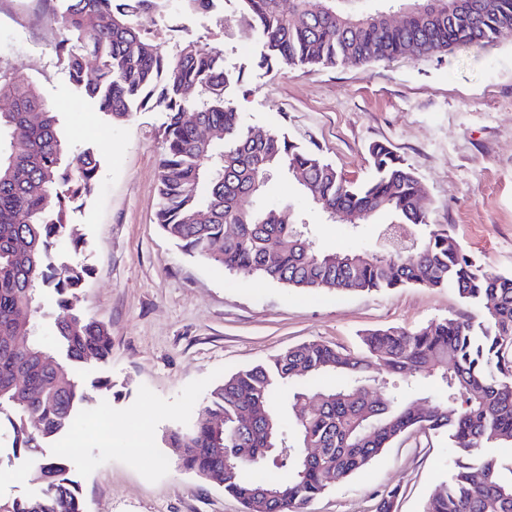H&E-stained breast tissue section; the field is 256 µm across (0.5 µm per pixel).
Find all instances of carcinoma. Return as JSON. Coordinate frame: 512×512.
Instances as JSON below:
<instances>
[{
	"instance_id": "obj_1",
	"label": "carcinoma",
	"mask_w": 512,
	"mask_h": 512,
	"mask_svg": "<svg viewBox=\"0 0 512 512\" xmlns=\"http://www.w3.org/2000/svg\"><path fill=\"white\" fill-rule=\"evenodd\" d=\"M52 18L66 30L54 51L70 84L112 121L141 108L166 113L158 164L157 223L188 254L222 271L248 269L260 278L312 293L385 292L409 286L449 288L476 314H452L416 328L390 326L360 337L344 354L317 341L224 376L191 423L169 431L165 444L181 465L207 478L254 512H305L332 486L363 470L398 437L428 430L457 451L448 480L424 512H512V273L493 271L464 252L448 226L430 224L419 206L421 182L384 142L367 148L372 174L350 178L288 136L252 135L228 89L233 73L224 50L185 37L172 54L149 38L156 20L214 0H59ZM240 32L256 35L259 68L367 64L397 56L428 58L461 46L512 35V0H237ZM401 13L396 25L390 13ZM96 76L87 77L88 61ZM0 415L11 411L14 454L71 428L86 401L78 366L112 353V332L74 310L89 271L77 261L53 266L50 250L66 236L70 203L90 196L100 160L90 150L66 151L57 114L22 77L0 79ZM221 131L224 138L213 132ZM283 171L326 222L358 224L385 214L390 228L419 227L387 253L323 251L310 224L292 206L264 203L269 173ZM237 225L235 236L227 225ZM52 291L57 358L37 333L41 290ZM30 337L25 348L7 337ZM408 388L428 382L425 404ZM329 378L334 383L314 388ZM292 389L288 416L283 389ZM275 445L288 449L274 458ZM322 454L304 461L302 449ZM239 465L224 470V453ZM71 461H38L30 480L41 496L0 501V512H84ZM482 475L481 484L475 476ZM269 490L279 500L262 502Z\"/></svg>"
}]
</instances>
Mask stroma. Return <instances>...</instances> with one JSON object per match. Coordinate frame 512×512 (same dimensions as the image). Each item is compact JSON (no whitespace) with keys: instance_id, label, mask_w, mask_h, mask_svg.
I'll return each instance as SVG.
<instances>
[{"instance_id":"35a3bbf8","label":"stroma","mask_w":512,"mask_h":512,"mask_svg":"<svg viewBox=\"0 0 512 512\" xmlns=\"http://www.w3.org/2000/svg\"><path fill=\"white\" fill-rule=\"evenodd\" d=\"M56 7V0H0V74L37 85L58 112L68 145L101 159L94 194L68 212L69 234L83 241L80 254L62 243L50 255L53 264L76 258L90 269L75 308L112 330L110 360L90 362L82 381L111 377L116 396L91 393L74 428L87 447L72 477L87 512H244L222 489L181 468L164 443L170 429L191 422L224 375L313 340L352 351L367 331L414 329L463 305L447 288L315 295L183 254L156 222L165 113L146 109L115 122L91 108L53 52L64 35L51 20ZM238 28L237 0H215L151 31L165 53L187 34L223 47L243 72L233 101L247 124L286 133L348 177L370 176V143L391 144L422 182L429 223L448 226L482 264L512 273V37L423 59L267 71L254 63L258 39L236 38ZM265 200L302 212L321 248L377 243L376 218L354 229L325 223L286 175L272 178ZM100 417L112 426L111 441L96 432ZM132 436L149 444L150 457L128 451ZM12 440L10 424L0 425V499L39 496L41 485L26 473L59 442L16 456ZM453 458L445 436L404 434L308 512H373L378 495L392 488L399 491L395 512H424Z\"/></svg>"}]
</instances>
